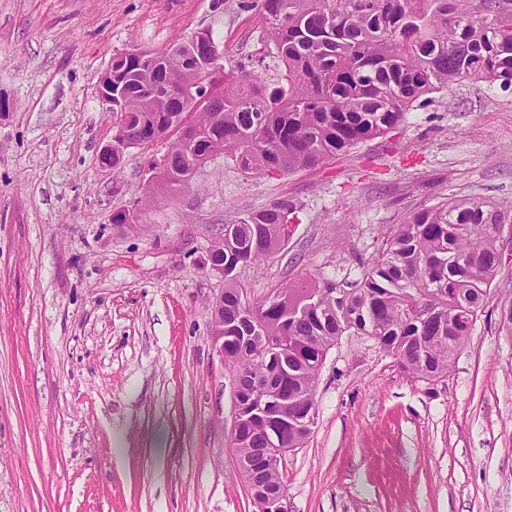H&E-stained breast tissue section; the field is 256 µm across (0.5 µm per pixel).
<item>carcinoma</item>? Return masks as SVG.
Masks as SVG:
<instances>
[{"label": "carcinoma", "instance_id": "carcinoma-1", "mask_svg": "<svg viewBox=\"0 0 512 512\" xmlns=\"http://www.w3.org/2000/svg\"><path fill=\"white\" fill-rule=\"evenodd\" d=\"M286 84L241 74L169 146L160 178L193 177L215 152L256 176L316 168L404 119L421 97L464 79L512 85V0H260ZM209 32L160 55L112 61L114 112L148 143L182 125L205 80ZM512 217L491 202L450 199L410 214L352 282L322 277L253 301L239 269L285 242L288 203L224 225V363L241 416L244 477L281 489L264 462L271 427L299 448L311 435L320 360L345 333L369 336L412 378L448 374L484 310Z\"/></svg>", "mask_w": 512, "mask_h": 512}]
</instances>
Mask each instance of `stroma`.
<instances>
[{
	"label": "stroma",
	"mask_w": 512,
	"mask_h": 512,
	"mask_svg": "<svg viewBox=\"0 0 512 512\" xmlns=\"http://www.w3.org/2000/svg\"><path fill=\"white\" fill-rule=\"evenodd\" d=\"M209 31L225 77L285 70L258 0H0V512H259L231 443L233 378L208 249L288 202L292 233L239 276L252 298L357 279L387 231L448 197L512 206V87L466 80L316 168L255 177L218 154L186 186L176 131L103 166L114 57ZM135 214L131 224L117 213ZM491 287L446 377L367 336L328 352L318 416L284 453L285 512H512V334Z\"/></svg>",
	"instance_id": "stroma-1"
}]
</instances>
